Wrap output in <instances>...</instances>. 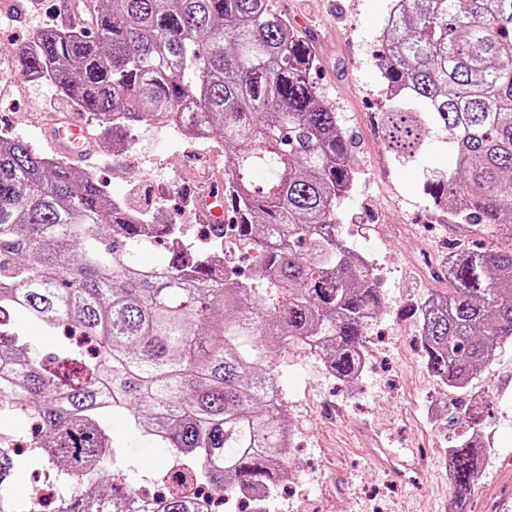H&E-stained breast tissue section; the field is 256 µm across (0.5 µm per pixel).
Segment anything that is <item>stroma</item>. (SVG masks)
<instances>
[{
  "label": "stroma",
  "instance_id": "35a3bbf8",
  "mask_svg": "<svg viewBox=\"0 0 512 512\" xmlns=\"http://www.w3.org/2000/svg\"><path fill=\"white\" fill-rule=\"evenodd\" d=\"M392 0H270L288 24L313 40L320 61L313 74L353 148L356 180L340 208L339 233L381 271L382 305L367 329V362L357 384H342L306 350L279 349L276 375L295 434L289 460L298 489L277 498L275 512H452L448 475L452 433L447 408L484 404L477 430L480 479L465 512H496L502 488L512 486V339L467 388L451 389L429 371L419 320L412 309L448 288V253L491 251L511 241L490 226L451 223L424 192L436 172L454 168L449 135L432 130L418 158L404 161L387 149L380 114L388 106L378 69L382 31ZM38 14L26 0H0V130L48 151L43 128L62 106L50 83L15 80L13 53L32 33ZM168 129L142 126L132 148L116 156L97 140L93 173L121 202L149 204L164 214L188 207L185 188L200 170H224V155L191 154ZM119 437L113 478L127 462L152 476L168 454L114 418ZM407 449L424 471L418 482L398 481L373 459L378 441Z\"/></svg>",
  "mask_w": 512,
  "mask_h": 512
}]
</instances>
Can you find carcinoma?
Segmentation results:
<instances>
[{
	"label": "carcinoma",
	"mask_w": 512,
	"mask_h": 512,
	"mask_svg": "<svg viewBox=\"0 0 512 512\" xmlns=\"http://www.w3.org/2000/svg\"><path fill=\"white\" fill-rule=\"evenodd\" d=\"M53 17L15 70L53 84L114 150L149 117L223 142L232 224L253 244L263 291L206 254L139 265L149 215L0 132V415L34 424L44 474L81 484L57 512H213L179 489L148 501L100 487L117 414L191 484L214 497L256 486L252 512H272L291 430L269 338L315 349L352 383L381 305L369 265L339 236L355 173L310 78L317 54L269 0H56ZM380 58L383 86L400 91L381 117L389 151L413 158L431 128L448 131L457 167L426 182L430 199L512 236V0H398ZM448 282L417 315L428 368L460 389L512 338V247L454 255ZM66 326L81 340L64 334L52 353L29 335ZM17 438L0 430V512H32ZM448 453L460 512L478 480L476 434L458 433Z\"/></svg>",
	"instance_id": "1"
}]
</instances>
